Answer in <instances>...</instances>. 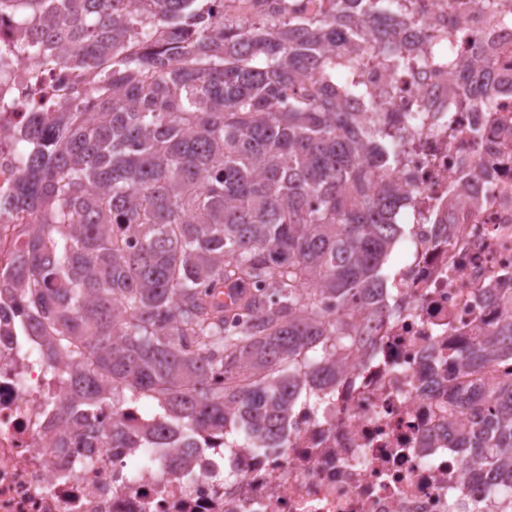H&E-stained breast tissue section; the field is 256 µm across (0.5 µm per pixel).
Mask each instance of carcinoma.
<instances>
[{"label": "carcinoma", "instance_id": "obj_1", "mask_svg": "<svg viewBox=\"0 0 512 512\" xmlns=\"http://www.w3.org/2000/svg\"><path fill=\"white\" fill-rule=\"evenodd\" d=\"M412 0H278L245 20L208 0H0L38 68L88 93L48 100L19 132L5 204L35 213L14 288L48 364L74 366L53 419L86 446L284 448V416L327 397L385 288L405 121L353 78L397 66ZM433 63L456 66L437 31ZM234 288L236 294H224ZM512 354V322L457 353ZM154 405L136 429L88 417ZM512 481V379L461 439Z\"/></svg>", "mask_w": 512, "mask_h": 512}]
</instances>
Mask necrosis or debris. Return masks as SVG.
Segmentation results:
<instances>
[{
    "mask_svg": "<svg viewBox=\"0 0 512 512\" xmlns=\"http://www.w3.org/2000/svg\"><path fill=\"white\" fill-rule=\"evenodd\" d=\"M400 28L413 48L411 72L367 61L368 85L395 83L384 108L410 119L417 140L392 175L417 178L416 210L398 212L408 225L398 246L405 257L394 284L378 291L382 317L344 355L330 393L318 407H299L284 421L288 445L256 453L248 448H198L185 473L170 472L167 448L127 451L50 423L54 401L67 387L64 366L38 359L34 336L11 288L35 224L29 213L0 206V512H480L503 489L491 470L467 464V451L449 434L471 422L457 412L459 394H483L487 381L512 374V359L463 365L457 351L512 321V22L496 20L484 0L459 11L448 0H416ZM453 29L457 56H479L483 76L496 84L495 111L475 97L469 80L429 65L431 28ZM24 30L0 19V198L19 175L14 138L27 124L36 91L65 94L66 70H38L19 51ZM454 129L433 121L432 109L451 110ZM463 189L467 202L448 209Z\"/></svg>",
    "mask_w": 512,
    "mask_h": 512,
    "instance_id": "4bbe7bcc",
    "label": "necrosis or debris"
}]
</instances>
